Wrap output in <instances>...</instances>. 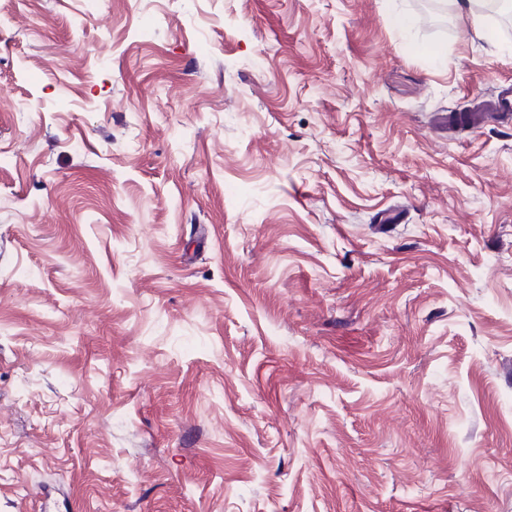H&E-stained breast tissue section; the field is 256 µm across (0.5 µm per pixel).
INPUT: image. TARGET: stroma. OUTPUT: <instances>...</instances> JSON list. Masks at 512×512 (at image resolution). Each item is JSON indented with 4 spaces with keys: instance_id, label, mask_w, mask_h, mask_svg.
I'll list each match as a JSON object with an SVG mask.
<instances>
[{
    "instance_id": "35a3bbf8",
    "label": "stroma",
    "mask_w": 512,
    "mask_h": 512,
    "mask_svg": "<svg viewBox=\"0 0 512 512\" xmlns=\"http://www.w3.org/2000/svg\"><path fill=\"white\" fill-rule=\"evenodd\" d=\"M425 2L0 0V512H512V25Z\"/></svg>"
}]
</instances>
